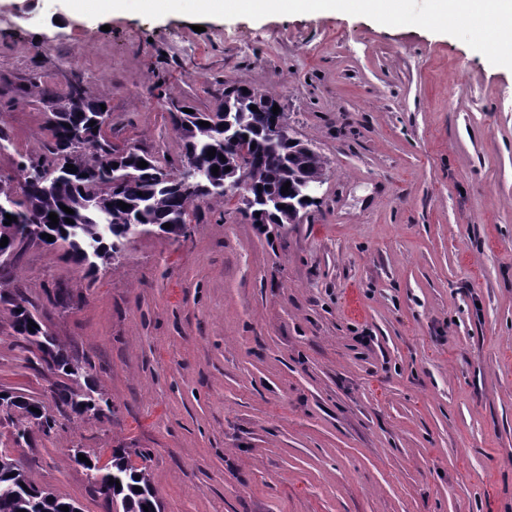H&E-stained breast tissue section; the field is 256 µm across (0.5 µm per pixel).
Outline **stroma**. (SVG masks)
Segmentation results:
<instances>
[{"label": "stroma", "mask_w": 512, "mask_h": 512, "mask_svg": "<svg viewBox=\"0 0 512 512\" xmlns=\"http://www.w3.org/2000/svg\"><path fill=\"white\" fill-rule=\"evenodd\" d=\"M76 74L112 145L168 170L171 106L209 112L237 85L279 94L328 171L297 224H254L231 192L92 278L59 247L22 255L27 298L112 404L18 449L34 482L109 512L70 456L123 448L160 512H512V70L332 10L104 19L0 0V174L44 152L41 92ZM32 358L0 303V390L54 409Z\"/></svg>", "instance_id": "stroma-1"}]
</instances>
